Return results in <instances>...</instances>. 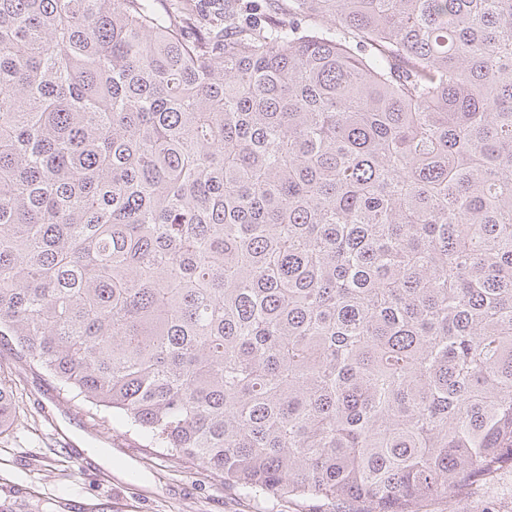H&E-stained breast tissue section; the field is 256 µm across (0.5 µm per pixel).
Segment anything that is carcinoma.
I'll use <instances>...</instances> for the list:
<instances>
[{
	"label": "carcinoma",
	"mask_w": 512,
	"mask_h": 512,
	"mask_svg": "<svg viewBox=\"0 0 512 512\" xmlns=\"http://www.w3.org/2000/svg\"><path fill=\"white\" fill-rule=\"evenodd\" d=\"M276 10L0 0V342L226 487L418 512L512 460V0ZM267 0H186L183 2L187 12L193 21L199 25L204 24L210 18L222 17L224 9L228 11H240L247 22L272 23L275 16L261 10L260 4ZM243 6H247L244 8Z\"/></svg>",
	"instance_id": "obj_1"
}]
</instances>
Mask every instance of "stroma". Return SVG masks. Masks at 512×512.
Masks as SVG:
<instances>
[{"label": "stroma", "mask_w": 512, "mask_h": 512, "mask_svg": "<svg viewBox=\"0 0 512 512\" xmlns=\"http://www.w3.org/2000/svg\"><path fill=\"white\" fill-rule=\"evenodd\" d=\"M264 0H185L197 24L227 11L273 22ZM0 377L20 392L19 419L0 436V512H309V504L228 489L200 463L153 447L119 417H94L83 397L59 391L45 372L0 345ZM87 463L77 469L69 454ZM419 512H512V462Z\"/></svg>", "instance_id": "1"}]
</instances>
